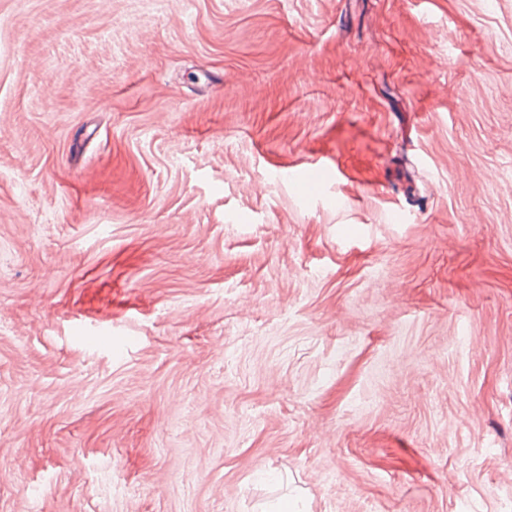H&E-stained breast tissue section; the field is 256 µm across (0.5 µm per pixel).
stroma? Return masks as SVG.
<instances>
[{"label":"stroma","instance_id":"35a3bbf8","mask_svg":"<svg viewBox=\"0 0 512 512\" xmlns=\"http://www.w3.org/2000/svg\"><path fill=\"white\" fill-rule=\"evenodd\" d=\"M281 497L512 512V0H0V512Z\"/></svg>","mask_w":512,"mask_h":512}]
</instances>
